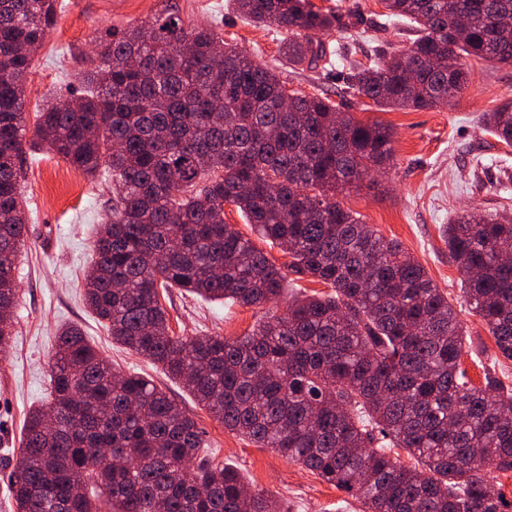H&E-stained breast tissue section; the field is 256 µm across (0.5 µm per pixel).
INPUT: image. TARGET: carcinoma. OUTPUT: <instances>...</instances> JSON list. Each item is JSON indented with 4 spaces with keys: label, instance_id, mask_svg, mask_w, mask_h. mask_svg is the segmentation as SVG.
<instances>
[{
    "label": "carcinoma",
    "instance_id": "carcinoma-1",
    "mask_svg": "<svg viewBox=\"0 0 512 512\" xmlns=\"http://www.w3.org/2000/svg\"><path fill=\"white\" fill-rule=\"evenodd\" d=\"M380 2L386 20L417 35L351 72L377 104L451 100L467 85L465 56L512 64V0ZM235 6L288 34L280 53L290 66L334 55L310 32L364 23L358 10L342 23L310 0ZM55 14V0H0V355L14 336L29 142L89 177L112 173L117 194L92 242L85 304L225 429L345 490L363 512H509L485 471H512V390L489 373L471 384L448 297L400 243L335 200L389 164L391 129L326 96L294 91L283 109L275 71L168 11L106 34L79 74V107L57 95L31 130L21 88ZM484 122L512 144V102ZM226 204L332 293L296 296L236 339L173 336L160 287L247 306L281 294V270L224 221ZM446 236L466 301L512 358V220L471 209ZM51 385L23 422L15 512H270L263 493L206 453L194 417L153 381L115 372L77 325L56 336Z\"/></svg>",
    "mask_w": 512,
    "mask_h": 512
}]
</instances>
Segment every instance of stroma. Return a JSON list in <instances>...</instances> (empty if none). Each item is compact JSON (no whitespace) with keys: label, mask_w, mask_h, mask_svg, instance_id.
Returning a JSON list of instances; mask_svg holds the SVG:
<instances>
[{"label":"stroma","mask_w":512,"mask_h":512,"mask_svg":"<svg viewBox=\"0 0 512 512\" xmlns=\"http://www.w3.org/2000/svg\"><path fill=\"white\" fill-rule=\"evenodd\" d=\"M57 20L30 65L25 84L27 122L49 95H80L75 73L92 54L100 37L112 28L142 23L167 9L185 24L210 27L224 41L246 50L257 62L274 68L288 90L329 97L362 122L389 126L394 155L386 169L371 174L360 187L337 194L340 206L378 234L394 239L417 259L447 295L466 342L462 367L474 385L492 373L512 388V359L503 357L484 322L466 304L465 278L448 250L446 224L466 209L512 218V145L482 125L483 113L512 100V64L464 57L466 88L448 104L426 109L376 105L350 88V69L368 64L375 51L406 48L414 38L409 26L389 27L381 43L357 39L341 48V58L326 68L302 70L280 59L284 31L256 25L236 13L233 0H56ZM114 196L108 172L91 178L59 157L27 152L23 162L20 205L28 236L15 268L19 284L13 317L12 349L0 358V512H13L9 493L10 460L19 453L23 420L51 393V356L60 326L81 327L86 339L123 373L154 381L192 415L204 432L216 461L233 467L252 488L265 491L284 512H361V504L344 490L323 481L301 464L271 448H259L225 429L181 385L125 347L112 341L84 303V284L91 243L106 223ZM171 335H212L234 339L247 335L283 303L244 306L211 302L177 288H163Z\"/></svg>","instance_id":"stroma-1"}]
</instances>
